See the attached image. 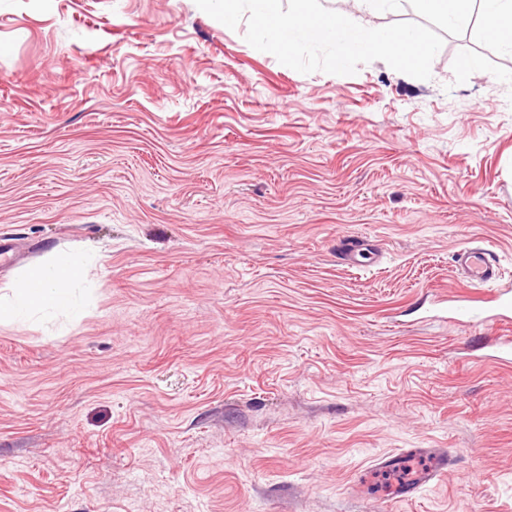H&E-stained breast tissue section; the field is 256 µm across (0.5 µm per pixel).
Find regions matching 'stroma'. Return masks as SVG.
Wrapping results in <instances>:
<instances>
[{
	"mask_svg": "<svg viewBox=\"0 0 512 512\" xmlns=\"http://www.w3.org/2000/svg\"><path fill=\"white\" fill-rule=\"evenodd\" d=\"M369 20L443 36L430 79L299 73L195 0H0V289L89 258L82 318L0 324V512H512L500 330L439 304L467 244L512 280V55ZM453 459L448 455H440L435 459V466L424 473L417 482L405 484L398 488L396 496L401 500H411L415 498L420 488L431 481L439 480L442 475L448 471L449 466H453Z\"/></svg>",
	"mask_w": 512,
	"mask_h": 512,
	"instance_id": "35a3bbf8",
	"label": "stroma"
}]
</instances>
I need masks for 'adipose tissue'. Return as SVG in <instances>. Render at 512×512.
<instances>
[{
    "mask_svg": "<svg viewBox=\"0 0 512 512\" xmlns=\"http://www.w3.org/2000/svg\"><path fill=\"white\" fill-rule=\"evenodd\" d=\"M423 11L454 24L465 19L470 10H478L484 30L497 45L512 54V0H415ZM86 259L77 253L53 255L43 264L25 272L0 298V322L22 323L38 313L80 312L76 288L86 271Z\"/></svg>",
    "mask_w": 512,
    "mask_h": 512,
    "instance_id": "obj_1",
    "label": "adipose tissue"
}]
</instances>
